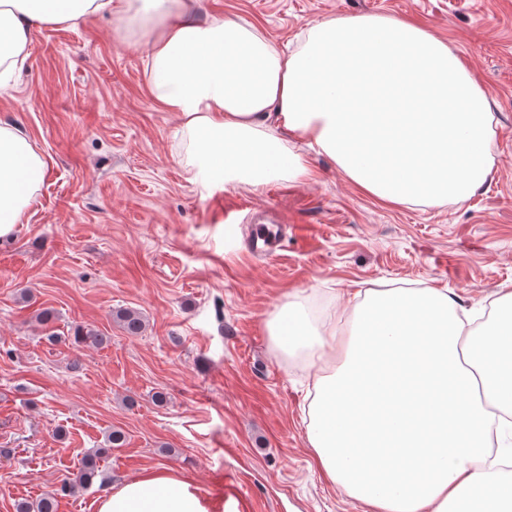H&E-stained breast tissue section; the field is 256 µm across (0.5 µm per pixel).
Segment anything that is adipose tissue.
Listing matches in <instances>:
<instances>
[{"label": "adipose tissue", "instance_id": "adipose-tissue-1", "mask_svg": "<svg viewBox=\"0 0 512 512\" xmlns=\"http://www.w3.org/2000/svg\"><path fill=\"white\" fill-rule=\"evenodd\" d=\"M112 11V0H0L14 73L36 24ZM141 27L147 84L177 113L192 180L254 187L310 177L297 139L367 194L395 205L467 202L492 167L489 95L462 56L424 26L383 15L333 18L293 50L253 25L199 23L193 0H123ZM46 166L0 124V239L11 236ZM348 335L310 317L305 299L276 307L275 348L326 365L308 393L306 441L327 481L370 512H458L462 501L512 512V477L486 468L497 412L512 411V291L495 333L441 288L357 291ZM97 512H211L191 481L165 469L112 487Z\"/></svg>", "mask_w": 512, "mask_h": 512}]
</instances>
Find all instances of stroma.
Segmentation results:
<instances>
[{
	"mask_svg": "<svg viewBox=\"0 0 512 512\" xmlns=\"http://www.w3.org/2000/svg\"><path fill=\"white\" fill-rule=\"evenodd\" d=\"M371 14L423 23L489 94L494 167L465 204H386L299 142L310 179L190 182L180 120L147 89L140 30L105 15L32 31L27 58L0 80V124L47 163L0 240V512L57 494L95 451L91 483L58 512H96L106 489L152 469L191 480L221 512H364L316 468L310 377L279 357L266 321L291 295L345 331L342 302L361 289L445 288L467 306L512 289V0H199L196 11L278 44ZM269 205L288 242L255 260L247 227ZM121 309L140 312L141 334L121 326ZM80 326L107 344L77 341ZM115 429L126 443L110 450Z\"/></svg>",
	"mask_w": 512,
	"mask_h": 512,
	"instance_id": "obj_1",
	"label": "stroma"
}]
</instances>
